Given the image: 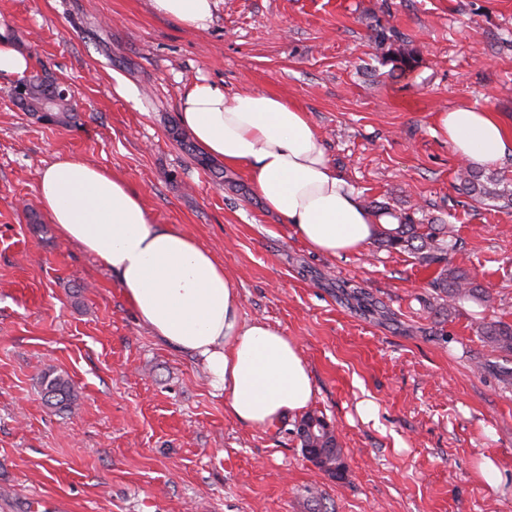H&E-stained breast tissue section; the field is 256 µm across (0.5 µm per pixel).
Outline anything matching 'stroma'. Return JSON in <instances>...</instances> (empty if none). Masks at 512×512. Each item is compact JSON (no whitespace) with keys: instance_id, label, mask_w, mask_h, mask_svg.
I'll use <instances>...</instances> for the list:
<instances>
[{"instance_id":"stroma-1","label":"stroma","mask_w":512,"mask_h":512,"mask_svg":"<svg viewBox=\"0 0 512 512\" xmlns=\"http://www.w3.org/2000/svg\"><path fill=\"white\" fill-rule=\"evenodd\" d=\"M0 27L76 102L71 125L39 121L0 75V512H512V374L479 337L480 323L512 325V207L461 190L437 130L460 104L512 128V0H217L190 30L151 0H0ZM401 45L412 68L394 57ZM201 77L308 112L366 206L452 225L446 262L488 302L448 310L429 286L438 265L407 252H312L244 170L207 159L182 128L179 97ZM60 156L126 179L154 223L223 263L242 319L297 345L342 476L306 458L295 418L232 420L201 366L59 236L36 188ZM50 369L74 410L45 402ZM364 399L377 420L360 419ZM485 456L499 488L479 473Z\"/></svg>"}]
</instances>
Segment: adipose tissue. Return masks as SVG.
I'll return each mask as SVG.
<instances>
[{
    "label": "adipose tissue",
    "instance_id": "ef3b65f1",
    "mask_svg": "<svg viewBox=\"0 0 512 512\" xmlns=\"http://www.w3.org/2000/svg\"><path fill=\"white\" fill-rule=\"evenodd\" d=\"M152 5L196 28L215 0ZM179 119L211 158L247 171L254 195L316 253L363 251L393 224L337 175L308 113L284 98L253 90L228 96L202 79L184 91ZM438 131L469 165H495L512 150L498 115L477 105L439 113ZM37 195L57 233L112 271L153 336L202 365L233 420L264 428L305 411L314 388L296 344L264 320H241L223 264L187 232L154 224L124 178L64 156L44 168Z\"/></svg>",
    "mask_w": 512,
    "mask_h": 512
}]
</instances>
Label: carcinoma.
I'll return each mask as SVG.
<instances>
[{
    "label": "carcinoma",
    "instance_id": "carcinoma-1",
    "mask_svg": "<svg viewBox=\"0 0 512 512\" xmlns=\"http://www.w3.org/2000/svg\"><path fill=\"white\" fill-rule=\"evenodd\" d=\"M64 88L53 78L45 75H33L15 85L11 94L26 112L36 115L39 119L56 125H68L76 116L72 104V96H64ZM460 185L472 195L482 198L504 199L512 203V193L498 191L492 187L495 179L488 177L481 180L480 173L467 169L460 174ZM398 226L382 230L376 241L378 247L385 249L404 250L414 255L419 263L431 265L440 263L451 246L450 230L446 224L412 223L410 216L392 214ZM437 298L448 309L455 308L462 301H471L478 305L488 302L489 296L484 288L477 284L466 271L460 268H442L431 283ZM480 333L483 342L493 352L503 357L512 355V326L507 324L482 323ZM40 386L47 401L64 409L72 410L77 396L63 376L52 370L45 372L40 379ZM296 434L300 438L306 457L316 453L324 455L317 462L322 471L333 476L342 475L345 465L342 448L334 429L324 416L315 413L305 414L296 425Z\"/></svg>",
    "mask_w": 512,
    "mask_h": 512
}]
</instances>
